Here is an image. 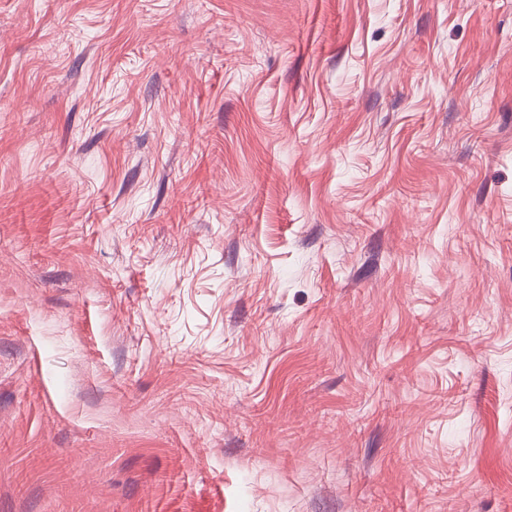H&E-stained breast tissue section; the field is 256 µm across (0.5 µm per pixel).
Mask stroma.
Segmentation results:
<instances>
[{
  "label": "stroma",
  "instance_id": "1",
  "mask_svg": "<svg viewBox=\"0 0 512 512\" xmlns=\"http://www.w3.org/2000/svg\"><path fill=\"white\" fill-rule=\"evenodd\" d=\"M0 512H512V0H0Z\"/></svg>",
  "mask_w": 512,
  "mask_h": 512
}]
</instances>
